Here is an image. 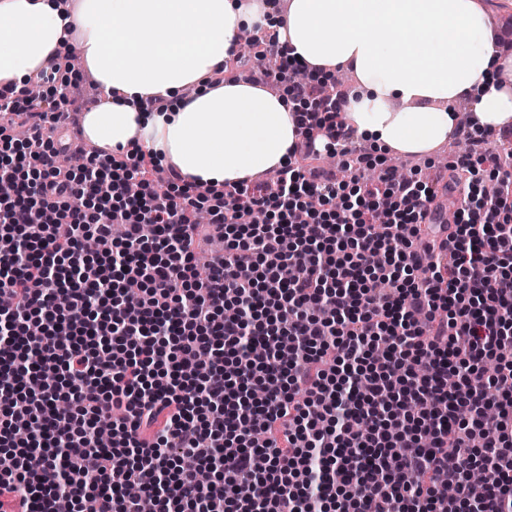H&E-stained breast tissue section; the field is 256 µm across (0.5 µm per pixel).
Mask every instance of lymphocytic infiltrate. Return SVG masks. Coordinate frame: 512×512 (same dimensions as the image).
<instances>
[{
  "label": "lymphocytic infiltrate",
  "mask_w": 512,
  "mask_h": 512,
  "mask_svg": "<svg viewBox=\"0 0 512 512\" xmlns=\"http://www.w3.org/2000/svg\"><path fill=\"white\" fill-rule=\"evenodd\" d=\"M261 46L280 67L256 66L260 83L312 105L296 157L361 169L345 93L296 79L277 37ZM38 78L50 97L0 88V512H139L116 470L154 512H512V180L484 195V141L457 126L469 147L441 184L384 167L364 194L293 160L264 189L177 188L170 170L163 193L139 150L62 169L68 86ZM456 189L441 239L428 211ZM202 230L224 255L200 279Z\"/></svg>",
  "instance_id": "lymphocytic-infiltrate-1"
}]
</instances>
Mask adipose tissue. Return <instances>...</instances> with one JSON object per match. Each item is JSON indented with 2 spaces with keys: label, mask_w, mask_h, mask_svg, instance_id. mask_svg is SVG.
<instances>
[{
  "label": "adipose tissue",
  "mask_w": 512,
  "mask_h": 512,
  "mask_svg": "<svg viewBox=\"0 0 512 512\" xmlns=\"http://www.w3.org/2000/svg\"><path fill=\"white\" fill-rule=\"evenodd\" d=\"M276 35L308 75L353 77L344 108L377 152L426 155L471 101V131L512 127V54L475 0H0V87H23L63 53L80 58L105 103L82 119L85 139L121 155L141 148L198 185L279 169L298 142L297 103L249 82L209 85L242 31ZM164 99L146 110L144 98Z\"/></svg>",
  "instance_id": "1"
}]
</instances>
